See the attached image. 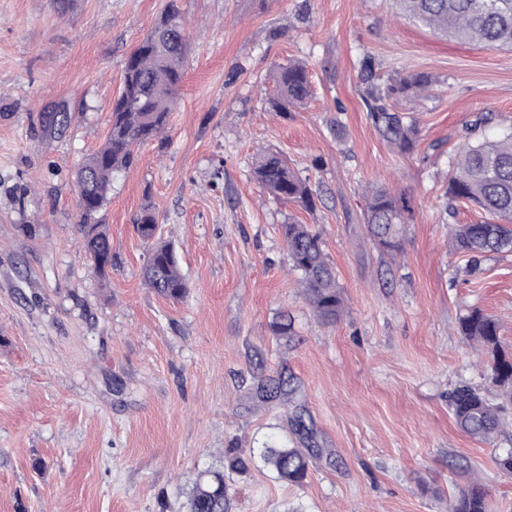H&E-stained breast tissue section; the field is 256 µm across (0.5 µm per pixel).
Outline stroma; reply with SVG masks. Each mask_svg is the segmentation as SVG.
<instances>
[{
  "label": "stroma",
  "instance_id": "obj_1",
  "mask_svg": "<svg viewBox=\"0 0 512 512\" xmlns=\"http://www.w3.org/2000/svg\"><path fill=\"white\" fill-rule=\"evenodd\" d=\"M165 4L77 0L62 14L56 0H0V512H187L197 475L223 471L229 450L285 445L315 449L305 484L255 461L226 473L229 512H447L474 476L491 512H512V476L493 461L512 426L481 443L448 410L454 387L487 384L484 346L457 332L466 309L494 318L512 351V253L473 269L451 252L450 228L482 214L446 195L462 139L512 128V51L438 36L392 0H179L185 80L164 139L138 147L97 215L112 237L103 280L79 252L76 172ZM366 59L384 79L435 80L397 104L419 122L411 155L367 119ZM292 60L314 95L284 116L267 99ZM58 106L73 120L54 132ZM262 149L307 179L313 208L254 180ZM372 184L410 203L400 254L368 232ZM147 204L187 276L181 300L143 281ZM291 219L336 268V322L315 316L287 261ZM281 374L295 392L262 399L259 380Z\"/></svg>",
  "mask_w": 512,
  "mask_h": 512
}]
</instances>
